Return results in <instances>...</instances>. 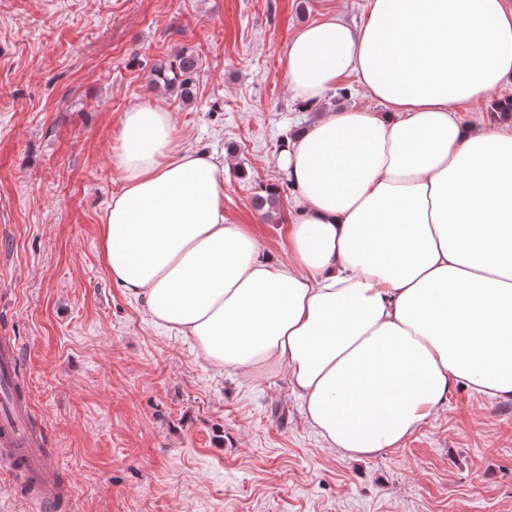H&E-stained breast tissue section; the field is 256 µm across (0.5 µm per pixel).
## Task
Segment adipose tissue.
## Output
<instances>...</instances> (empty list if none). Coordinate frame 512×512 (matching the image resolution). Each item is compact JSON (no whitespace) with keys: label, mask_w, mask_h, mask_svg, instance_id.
I'll use <instances>...</instances> for the list:
<instances>
[{"label":"adipose tissue","mask_w":512,"mask_h":512,"mask_svg":"<svg viewBox=\"0 0 512 512\" xmlns=\"http://www.w3.org/2000/svg\"><path fill=\"white\" fill-rule=\"evenodd\" d=\"M355 74L380 108L326 112L278 163L289 258L224 217V163L183 149L170 112L123 115L121 183L100 226L111 279L220 370L285 365L330 448L398 447L464 382L512 399V128L460 106L512 83L506 0H368L286 51L293 98ZM458 112L464 121L476 123L485 128H494L509 121L505 117H499L500 111L493 109L491 112V107L485 103L463 105Z\"/></svg>","instance_id":"obj_1"}]
</instances>
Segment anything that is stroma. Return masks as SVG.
I'll use <instances>...</instances> for the list:
<instances>
[{
	"mask_svg": "<svg viewBox=\"0 0 512 512\" xmlns=\"http://www.w3.org/2000/svg\"><path fill=\"white\" fill-rule=\"evenodd\" d=\"M366 0H0V333L18 341L27 389L76 512H512V400L454 384L397 448L347 458L292 394L285 365L219 371L194 340L152 323L115 284L99 230L120 188L111 155L123 113L146 96L182 147L226 158L224 216L288 257L293 189L281 140L300 109L288 41L331 13L360 24ZM201 59L183 102L152 68ZM274 185V220L251 199ZM0 512H49L0 470Z\"/></svg>",
	"mask_w": 512,
	"mask_h": 512,
	"instance_id": "35a3bbf8",
	"label": "stroma"
}]
</instances>
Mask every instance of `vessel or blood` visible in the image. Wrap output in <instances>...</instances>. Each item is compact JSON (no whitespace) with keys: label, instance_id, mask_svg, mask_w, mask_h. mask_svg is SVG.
Here are the masks:
<instances>
[{"label":"vessel or blood","instance_id":"vessel-or-blood-1","mask_svg":"<svg viewBox=\"0 0 512 512\" xmlns=\"http://www.w3.org/2000/svg\"><path fill=\"white\" fill-rule=\"evenodd\" d=\"M22 364L19 345L11 337L0 336V466L20 474L42 502L70 499L71 489L56 480L54 459L44 455L41 438L30 430V404L15 400Z\"/></svg>","mask_w":512,"mask_h":512}]
</instances>
